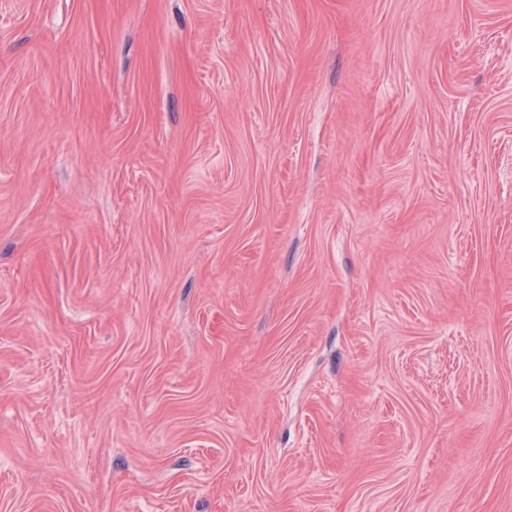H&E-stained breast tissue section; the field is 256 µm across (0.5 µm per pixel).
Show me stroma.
I'll use <instances>...</instances> for the list:
<instances>
[{
    "label": "stroma",
    "mask_w": 512,
    "mask_h": 512,
    "mask_svg": "<svg viewBox=\"0 0 512 512\" xmlns=\"http://www.w3.org/2000/svg\"><path fill=\"white\" fill-rule=\"evenodd\" d=\"M0 512H512V0H0Z\"/></svg>",
    "instance_id": "obj_1"
}]
</instances>
